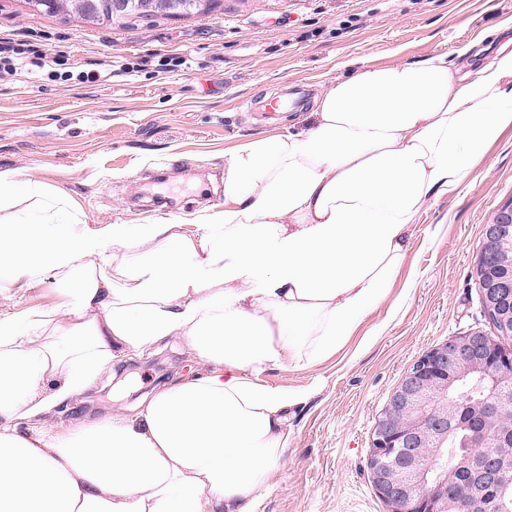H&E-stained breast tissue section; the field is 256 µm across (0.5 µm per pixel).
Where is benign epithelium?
Returning a JSON list of instances; mask_svg holds the SVG:
<instances>
[{"mask_svg": "<svg viewBox=\"0 0 512 512\" xmlns=\"http://www.w3.org/2000/svg\"><path fill=\"white\" fill-rule=\"evenodd\" d=\"M130 4L141 14L182 15L198 10L201 0H112L108 21L125 19ZM501 224H512V204L486 225L484 243L494 240ZM476 369L487 373L488 395L494 404L485 413L478 447L490 446L497 452L476 455L472 466L499 472L503 461L512 463V441H498L490 433L492 425L512 422V387L502 382L512 372V357H499L496 346L479 332L452 337L413 364L376 421L372 480L391 512H448V485L429 483L435 470L429 441L448 432V417L460 406L459 397L449 391L448 372L461 377Z\"/></svg>", "mask_w": 512, "mask_h": 512, "instance_id": "benign-epithelium-1", "label": "benign epithelium"}]
</instances>
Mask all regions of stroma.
Instances as JSON below:
<instances>
[{
  "label": "stroma",
  "instance_id": "1",
  "mask_svg": "<svg viewBox=\"0 0 512 512\" xmlns=\"http://www.w3.org/2000/svg\"><path fill=\"white\" fill-rule=\"evenodd\" d=\"M223 10L109 27L62 21L0 0V41L50 54L28 80L0 76V168L72 194L94 224H150L223 206L224 153L310 122L313 100L349 59L383 64L434 54L489 57L512 0H223ZM117 60L129 76L85 83ZM305 91L294 103L283 91ZM512 202V129L454 194L429 202L388 301L332 359L275 368L266 383L304 395L288 448L254 512H390L368 468L375 421L412 365L448 338L489 332L473 277L482 228ZM53 279L0 286V312L59 303ZM196 362L179 341L113 365L135 392L91 391L43 424L123 411Z\"/></svg>",
  "mask_w": 512,
  "mask_h": 512
}]
</instances>
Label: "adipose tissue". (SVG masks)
<instances>
[{
	"label": "adipose tissue",
	"instance_id": "obj_1",
	"mask_svg": "<svg viewBox=\"0 0 512 512\" xmlns=\"http://www.w3.org/2000/svg\"><path fill=\"white\" fill-rule=\"evenodd\" d=\"M469 68L345 62L303 130L224 154V204L192 224L89 225L0 169V284L62 303L0 313V512H251L303 396L261 380L333 357L389 296L429 201L512 127V25ZM181 340L203 367L120 413L22 431L119 356Z\"/></svg>",
	"mask_w": 512,
	"mask_h": 512
}]
</instances>
